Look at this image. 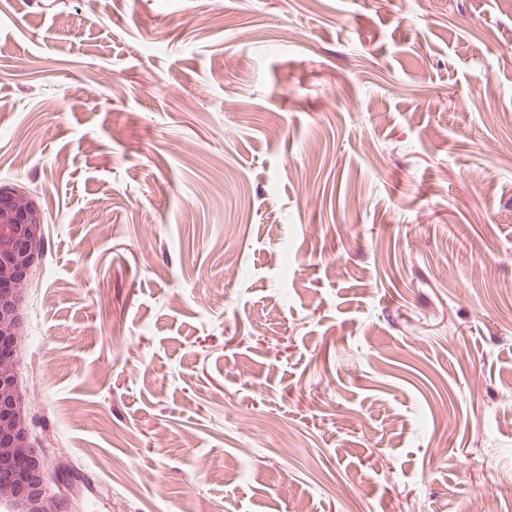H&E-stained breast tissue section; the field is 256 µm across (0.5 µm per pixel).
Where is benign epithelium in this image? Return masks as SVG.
<instances>
[{
	"label": "benign epithelium",
	"instance_id": "1",
	"mask_svg": "<svg viewBox=\"0 0 512 512\" xmlns=\"http://www.w3.org/2000/svg\"><path fill=\"white\" fill-rule=\"evenodd\" d=\"M44 215L28 193L0 186V495L41 512L44 465L29 440L25 400L13 371L20 284L40 254Z\"/></svg>",
	"mask_w": 512,
	"mask_h": 512
}]
</instances>
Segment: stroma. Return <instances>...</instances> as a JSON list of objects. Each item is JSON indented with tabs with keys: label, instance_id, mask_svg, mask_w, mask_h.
I'll use <instances>...</instances> for the list:
<instances>
[{
	"label": "stroma",
	"instance_id": "stroma-1",
	"mask_svg": "<svg viewBox=\"0 0 512 512\" xmlns=\"http://www.w3.org/2000/svg\"><path fill=\"white\" fill-rule=\"evenodd\" d=\"M1 184L47 512H512V0H0Z\"/></svg>",
	"mask_w": 512,
	"mask_h": 512
}]
</instances>
